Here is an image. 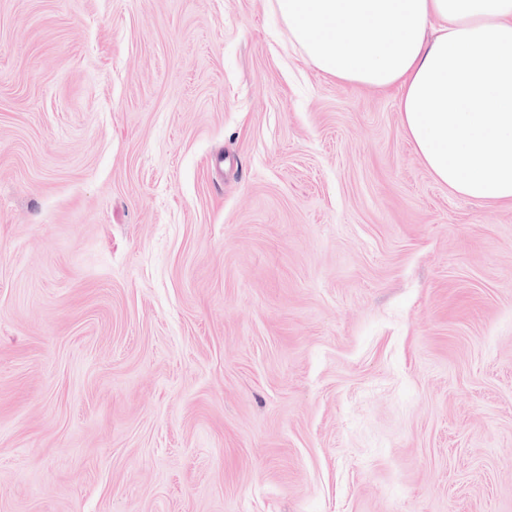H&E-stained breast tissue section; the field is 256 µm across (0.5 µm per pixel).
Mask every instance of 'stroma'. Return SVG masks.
<instances>
[{
    "mask_svg": "<svg viewBox=\"0 0 512 512\" xmlns=\"http://www.w3.org/2000/svg\"><path fill=\"white\" fill-rule=\"evenodd\" d=\"M274 0H0V512H512V207Z\"/></svg>",
    "mask_w": 512,
    "mask_h": 512,
    "instance_id": "1",
    "label": "stroma"
}]
</instances>
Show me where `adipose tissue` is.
Returning a JSON list of instances; mask_svg holds the SVG:
<instances>
[{"label":"adipose tissue","instance_id":"obj_1","mask_svg":"<svg viewBox=\"0 0 512 512\" xmlns=\"http://www.w3.org/2000/svg\"><path fill=\"white\" fill-rule=\"evenodd\" d=\"M321 72L399 87L400 122L456 196L512 206V0H275Z\"/></svg>","mask_w":512,"mask_h":512}]
</instances>
